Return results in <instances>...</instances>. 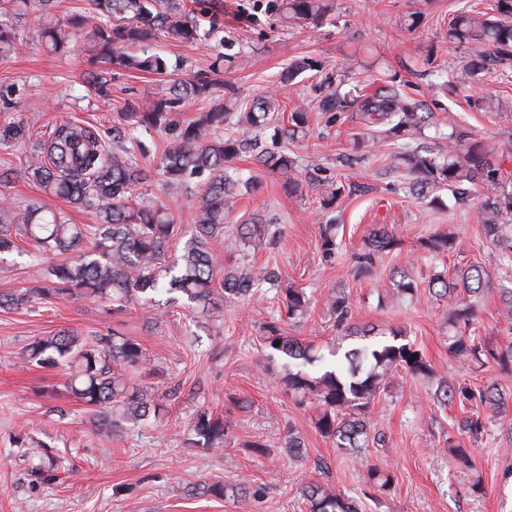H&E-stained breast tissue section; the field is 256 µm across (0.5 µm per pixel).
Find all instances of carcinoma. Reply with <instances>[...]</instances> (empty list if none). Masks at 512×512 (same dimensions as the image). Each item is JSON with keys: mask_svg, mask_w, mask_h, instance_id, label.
<instances>
[{"mask_svg": "<svg viewBox=\"0 0 512 512\" xmlns=\"http://www.w3.org/2000/svg\"><path fill=\"white\" fill-rule=\"evenodd\" d=\"M208 2L210 14L205 27L198 18L201 0H90L88 10L74 12L65 20L57 15L60 0H0V52L11 50L20 33L19 24L28 12L36 11L47 51L64 54L78 42L87 45L91 55L85 81L103 93L117 70L167 74V61L151 51L158 38L190 44L209 40L210 34L220 29L224 3ZM277 10L301 24L322 19L328 5L326 0H277ZM448 42L475 46L487 69L506 72L512 67V0H496V15L490 18L472 8L460 9L448 21ZM336 77L327 73L322 81L330 89L321 99L325 111L351 108L359 113L363 124L387 125L397 136L409 134L423 120L419 107L394 89L381 88L371 95L342 94L336 90ZM211 96L208 81L178 82L160 88L143 105H126L119 113L123 126L112 127V148L93 127L62 123L47 138L33 141L23 121L0 123V141H30L23 163L27 177L46 194L78 210L92 211L101 221L92 246L85 247L86 233L80 225L41 206L1 201L0 253L15 247L13 232L17 231L50 255V261L35 286L1 293L0 308L92 297L109 301L121 311L135 301L152 302L164 293L171 294L165 301L170 306L176 303L172 294L179 293L188 302L202 305V313L207 315L221 311L219 301H241L259 292L260 282L273 285L278 281L273 271L259 281L244 269L227 267L209 248V240L224 236V214L233 209L239 186L250 187V182L242 183L227 171V164L239 154L253 152L262 166L294 180L295 166L288 154L268 148L259 152L250 138L224 135L228 117L224 109L201 112L180 125L175 141L159 159V169L172 189H187L194 179L207 176L195 211L196 235L184 244L175 260L169 259L168 251L180 225L174 222L170 208L162 201L146 202L136 195L138 185L149 180V170L139 165L135 151L124 146L127 129L141 126L166 131L174 124L172 115L186 100ZM277 111L279 103L269 95L240 113L237 124L258 127ZM306 122L307 113L298 109L291 113V126L281 134L292 138ZM394 158L414 185L432 184L455 192L465 184L481 182L490 193L481 205L485 233L497 241L502 238V228L512 225V191L498 189V168L473 138V132L465 128L453 131L444 157L399 151ZM239 234L244 240L263 241L268 237V225L242 224ZM398 245V240L382 228L371 233L358 256L359 267L371 266L376 257ZM318 246L324 259L336 255V225L322 228ZM484 275V270L470 266L447 278L436 276L429 281V294L458 302L460 294L471 296L480 291ZM281 303L286 317L294 320L307 314L310 298L301 288H288ZM325 306L336 327L350 330L352 307L346 294H329ZM449 320L461 322L465 328L449 337L452 357L480 364L512 361V343L498 348L484 344L471 333L469 313L454 310ZM261 341L269 360L277 356L287 359L281 366L280 383L313 404L317 431L335 441L336 447L358 452L384 441L383 435L373 431L371 408L392 374L400 369L412 376L431 372L418 346L397 332L390 342L353 345L341 358L338 352H331L336 358L333 368L316 373L307 367L323 362V356L313 344L283 335L275 324L266 326ZM22 359L41 368L66 365V390L93 413L98 433L108 440L129 426L159 417L161 404L155 402V391L131 381V375L151 363L138 337L114 329L91 338L60 330L34 338L24 347ZM434 398L445 408L458 407V429L469 440L479 442L488 424L508 411L512 396L494 385L441 381ZM226 435L224 415L209 409L197 411L187 427L188 443L196 448L222 447ZM283 445L291 458L306 452L291 427ZM20 446L36 460L31 469L35 479L66 470L62 457L46 443L29 438ZM367 477L369 485L381 490L390 487L394 479L389 469L377 466L368 470ZM202 492L242 502L247 498L242 485H204ZM300 496L306 512H358L356 500L318 481L303 483Z\"/></svg>", "mask_w": 512, "mask_h": 512, "instance_id": "cac0c4a2", "label": "carcinoma"}]
</instances>
